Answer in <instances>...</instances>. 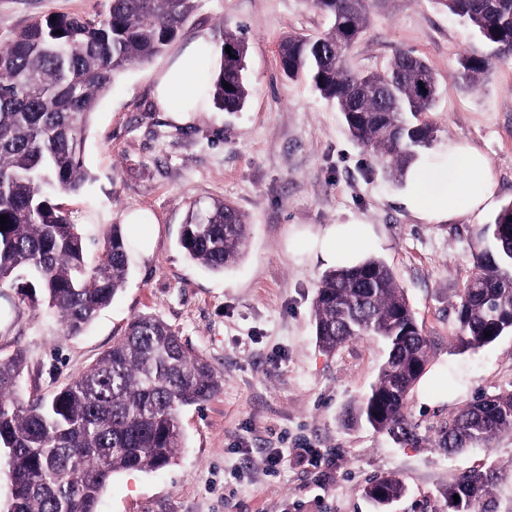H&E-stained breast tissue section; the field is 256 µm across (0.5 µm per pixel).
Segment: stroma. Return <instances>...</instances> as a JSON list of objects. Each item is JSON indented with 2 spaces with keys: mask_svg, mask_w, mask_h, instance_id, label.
<instances>
[{
  "mask_svg": "<svg viewBox=\"0 0 512 512\" xmlns=\"http://www.w3.org/2000/svg\"><path fill=\"white\" fill-rule=\"evenodd\" d=\"M102 0H0V44L32 18L87 15ZM369 26L348 55L356 73L382 70L413 52L435 70L433 109L423 121L437 145L469 142L487 157L500 205L512 203V59L493 61L479 90L458 74L464 53L483 50L479 35L436 0H368ZM247 42L249 96L237 112L212 107L175 121L156 106L158 77L199 38L222 42L220 29ZM330 18L310 0H203L162 56L126 71L100 98L86 134L91 175L61 204L85 230L86 260L96 264L103 237L121 225L131 244L130 272L112 303L76 336L30 306L0 303V358L23 351L24 393L49 395L109 349L130 320L152 314L203 353L223 379L202 405L181 408L183 446L156 471L112 476L98 512H379L364 496L370 481L398 474L405 495L389 512H448L443 490L471 471H494L495 512H512V434L456 454L436 447L439 425L481 395L512 392V333L462 348L452 307L473 272L482 219L427 224L401 204L404 184L352 139L334 103L310 80L292 81L277 47L288 33L318 36ZM223 199L249 222L246 252L234 267L210 272L178 244L187 203ZM132 210L156 219L151 249L139 243ZM361 218L376 238L368 256L384 260L430 337L429 368L439 369L456 399L407 408L414 440L399 442L345 410L374 383L386 356L375 337L335 353L318 346L312 305L326 265L303 239L331 224ZM319 455L322 466L306 463Z\"/></svg>",
  "mask_w": 512,
  "mask_h": 512,
  "instance_id": "obj_1",
  "label": "stroma"
}]
</instances>
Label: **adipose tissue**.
<instances>
[{
	"label": "adipose tissue",
	"mask_w": 512,
	"mask_h": 512,
	"mask_svg": "<svg viewBox=\"0 0 512 512\" xmlns=\"http://www.w3.org/2000/svg\"><path fill=\"white\" fill-rule=\"evenodd\" d=\"M211 56L208 40H200L178 59L173 73L160 78L159 106L176 121H186L190 113L208 109ZM401 201L428 224L480 217L497 205L485 154L470 144L453 141L422 155L406 173ZM374 237L372 224L353 220L325 228L312 238L310 250L325 264L354 266L361 262L365 246Z\"/></svg>",
	"instance_id": "ef3b65f1"
}]
</instances>
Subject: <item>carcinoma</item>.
<instances>
[{
    "instance_id": "cac0c4a2",
    "label": "carcinoma",
    "mask_w": 512,
    "mask_h": 512,
    "mask_svg": "<svg viewBox=\"0 0 512 512\" xmlns=\"http://www.w3.org/2000/svg\"><path fill=\"white\" fill-rule=\"evenodd\" d=\"M201 0H106L93 16L58 14L30 21L0 47V288L19 276L21 300L46 307L68 335H77L124 287L130 244L112 225L99 262L89 267L80 225L56 202L79 193L90 175L83 147L90 116L117 76L165 52ZM330 15L317 38L286 35L278 61L289 78L308 75L322 97L336 103L352 136L400 180L436 130L408 116L430 111L438 94L432 67L410 52L366 75L336 59L368 25L366 0H311ZM480 35L491 54L470 52L460 75L479 84L493 59L512 58V0H436ZM62 34H57V31ZM231 53H226V47ZM247 46L223 30L220 65L207 87L226 112L241 109L249 91L242 71ZM231 85L226 89L224 84ZM248 237L245 215L214 200L189 204L179 246L214 272L239 263ZM473 251L475 273L455 302L458 339L481 348L512 332V204L501 209ZM312 320L326 352L364 336L381 338L387 356L370 394L349 412L402 440L416 436L407 396L428 363L423 333L391 267L370 257L320 279ZM24 358L0 359V450L12 476V512H96L111 477L173 463L182 447L179 409L201 405L222 387L210 361L193 352L179 332L152 316L134 317L94 364L49 396L21 394ZM437 447L457 451L512 433V393L477 399L438 430ZM494 474L474 471L448 485V512H488ZM405 491L396 475L368 484L372 499L396 500ZM459 496L454 502L453 495Z\"/></svg>"
}]
</instances>
